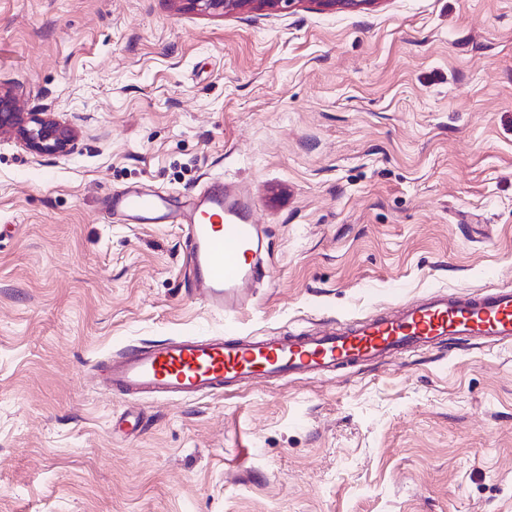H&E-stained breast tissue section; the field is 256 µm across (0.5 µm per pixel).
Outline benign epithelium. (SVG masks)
<instances>
[{
    "mask_svg": "<svg viewBox=\"0 0 512 512\" xmlns=\"http://www.w3.org/2000/svg\"><path fill=\"white\" fill-rule=\"evenodd\" d=\"M190 9L211 16H228L243 11L275 13L299 4H317L331 9L360 11L383 0H184ZM16 97L0 89V134L12 132L28 150L36 153L62 152L72 142V132L51 112H19Z\"/></svg>",
    "mask_w": 512,
    "mask_h": 512,
    "instance_id": "1",
    "label": "benign epithelium"
}]
</instances>
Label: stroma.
<instances>
[{
	"label": "stroma",
	"mask_w": 512,
	"mask_h": 512,
	"mask_svg": "<svg viewBox=\"0 0 512 512\" xmlns=\"http://www.w3.org/2000/svg\"><path fill=\"white\" fill-rule=\"evenodd\" d=\"M0 87L74 137L0 136V512H512V345L185 400L92 380L127 346L512 289V0H0ZM216 178L270 250L233 324L176 225L105 208ZM190 9L211 16H228L243 11L275 13L294 5L317 4L331 9L360 11L369 9L383 0H182Z\"/></svg>",
	"instance_id": "obj_1"
}]
</instances>
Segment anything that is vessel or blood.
<instances>
[{
    "label": "vessel or blood",
    "mask_w": 512,
    "mask_h": 512,
    "mask_svg": "<svg viewBox=\"0 0 512 512\" xmlns=\"http://www.w3.org/2000/svg\"><path fill=\"white\" fill-rule=\"evenodd\" d=\"M110 210L136 224L177 225L188 246L192 294L228 318L246 306L244 288L262 276L266 248L256 206L245 192L218 183L201 198L178 204L159 193L124 190L113 193ZM451 339L511 343L512 290L436 292L306 336L178 337L125 349L96 378L126 395L180 399L286 376H323Z\"/></svg>",
    "instance_id": "b4317fda"
}]
</instances>
